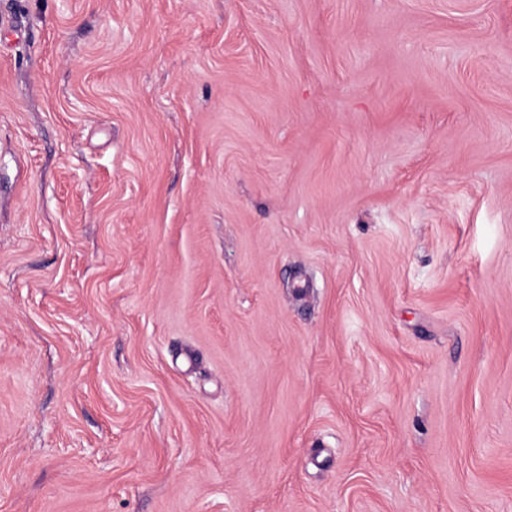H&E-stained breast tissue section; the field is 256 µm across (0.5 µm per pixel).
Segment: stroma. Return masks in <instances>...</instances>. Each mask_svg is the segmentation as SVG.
I'll use <instances>...</instances> for the list:
<instances>
[{
	"label": "stroma",
	"mask_w": 512,
	"mask_h": 512,
	"mask_svg": "<svg viewBox=\"0 0 512 512\" xmlns=\"http://www.w3.org/2000/svg\"><path fill=\"white\" fill-rule=\"evenodd\" d=\"M0 512H512V0H0Z\"/></svg>",
	"instance_id": "35a3bbf8"
}]
</instances>
